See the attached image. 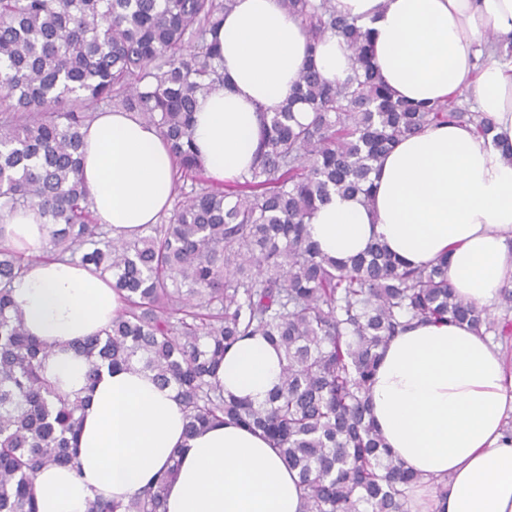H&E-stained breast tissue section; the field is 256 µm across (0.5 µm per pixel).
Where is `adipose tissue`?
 Listing matches in <instances>:
<instances>
[{"instance_id":"1","label":"adipose tissue","mask_w":512,"mask_h":512,"mask_svg":"<svg viewBox=\"0 0 512 512\" xmlns=\"http://www.w3.org/2000/svg\"><path fill=\"white\" fill-rule=\"evenodd\" d=\"M370 24L374 61L399 99L443 100L475 91L491 137L470 124L431 126L401 139L372 176L369 203L332 195L308 225L325 255L348 258L373 242L414 266L448 258L456 294L496 302L512 281V58L477 67L480 37L512 42V0H335ZM224 79L199 96L192 136L207 173L233 180L251 167L262 112L277 110L314 62L332 81L351 73L343 39L310 47L280 0H237L217 32ZM81 176L98 223L130 239L157 223L173 197L174 159L157 129L134 113H97L85 135ZM0 237L32 255L11 295L25 329L46 342L44 373L60 392L84 395L80 468L50 465L36 477L39 512H89L101 496L127 501L178 460L165 512H304V491L270 442L231 423L185 435L183 407L151 372L101 368L87 386L74 345L111 325L122 303L109 278L79 261L42 260L48 226L37 209L0 220ZM283 356L263 337L224 354V392L264 401ZM502 345L468 325L414 323L387 344L371 383L369 415L385 445L417 473L410 512H512V381Z\"/></svg>"}]
</instances>
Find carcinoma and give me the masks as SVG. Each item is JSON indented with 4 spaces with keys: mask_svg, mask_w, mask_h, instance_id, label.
Instances as JSON below:
<instances>
[{
    "mask_svg": "<svg viewBox=\"0 0 512 512\" xmlns=\"http://www.w3.org/2000/svg\"><path fill=\"white\" fill-rule=\"evenodd\" d=\"M236 0H0V215L39 209L50 255L112 278L125 301L103 334L76 344L88 362L153 373L175 388L188 435L232 422L267 437L305 493V512H408L418 478L368 418L371 379L389 340L412 322L467 323L512 336V284L495 319L454 293L448 258L402 264L381 243L347 259L324 255L308 232L332 194L370 198L371 174L403 137L428 126L472 124L478 111L397 99L380 77L372 31L333 0H282L310 43L342 38L352 74L301 70L263 128L248 173L203 186L193 105L221 78L209 39ZM105 103L154 125L190 194L145 234L114 240L95 222L81 178L89 108ZM301 104L307 123L295 117ZM29 258L0 245V512H38L36 475L76 467L86 400L44 375L48 347L24 330L10 285ZM260 334L284 355L282 381L261 404L214 382L224 352ZM175 460L127 502L97 498L89 512H164Z\"/></svg>",
    "mask_w": 512,
    "mask_h": 512,
    "instance_id": "carcinoma-1",
    "label": "carcinoma"
}]
</instances>
